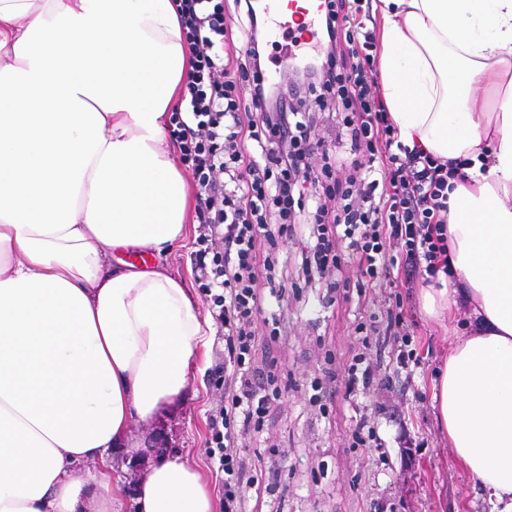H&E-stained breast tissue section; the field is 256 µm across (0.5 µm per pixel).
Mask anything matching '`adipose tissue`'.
Listing matches in <instances>:
<instances>
[{
  "instance_id": "obj_1",
  "label": "adipose tissue",
  "mask_w": 512,
  "mask_h": 512,
  "mask_svg": "<svg viewBox=\"0 0 512 512\" xmlns=\"http://www.w3.org/2000/svg\"><path fill=\"white\" fill-rule=\"evenodd\" d=\"M378 77L406 146L466 159L450 274L422 309L464 320L434 408L483 512H512V0H382ZM190 71L172 0H0V512H117L108 457L179 405L211 319L164 267L191 189L168 146ZM494 100L477 111L473 87ZM136 512H212L200 472L142 474Z\"/></svg>"
}]
</instances>
